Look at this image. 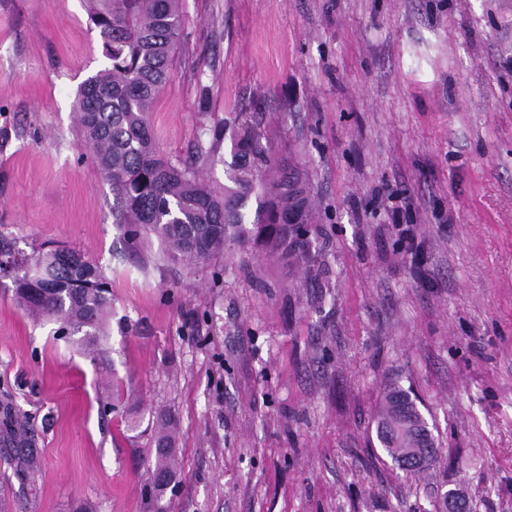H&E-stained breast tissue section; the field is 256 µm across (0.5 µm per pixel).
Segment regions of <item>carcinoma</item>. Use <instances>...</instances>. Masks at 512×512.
<instances>
[{
    "instance_id": "cac0c4a2",
    "label": "carcinoma",
    "mask_w": 512,
    "mask_h": 512,
    "mask_svg": "<svg viewBox=\"0 0 512 512\" xmlns=\"http://www.w3.org/2000/svg\"><path fill=\"white\" fill-rule=\"evenodd\" d=\"M89 17L99 29L104 68L81 83L76 121L96 166L112 185L116 223L135 243L155 237L169 257L204 262L232 245L261 244L286 262L315 261L310 224L313 206L301 173L276 157L262 131V113H240L230 135L227 184L214 186L207 170L215 163V143L197 146L191 162L173 160L156 148L150 113L169 79L182 35L181 0H89ZM61 248L20 255L0 237V273L14 275L19 303L59 324L57 333L100 356L108 336L111 285L81 251ZM407 390L392 381L381 410L394 398L420 416ZM153 484L168 485L169 436L155 440Z\"/></svg>"
}]
</instances>
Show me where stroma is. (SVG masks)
I'll return each instance as SVG.
<instances>
[{
	"mask_svg": "<svg viewBox=\"0 0 512 512\" xmlns=\"http://www.w3.org/2000/svg\"><path fill=\"white\" fill-rule=\"evenodd\" d=\"M182 3L158 150L262 113L304 170L317 261L132 245L76 127L105 65L88 0H0V234L79 248L112 290L95 361L0 278V410L25 429L0 439V512H437L455 487L512 512V0ZM393 380L434 426L432 471L376 440ZM165 419L174 478L153 497Z\"/></svg>",
	"mask_w": 512,
	"mask_h": 512,
	"instance_id": "obj_1",
	"label": "stroma"
}]
</instances>
